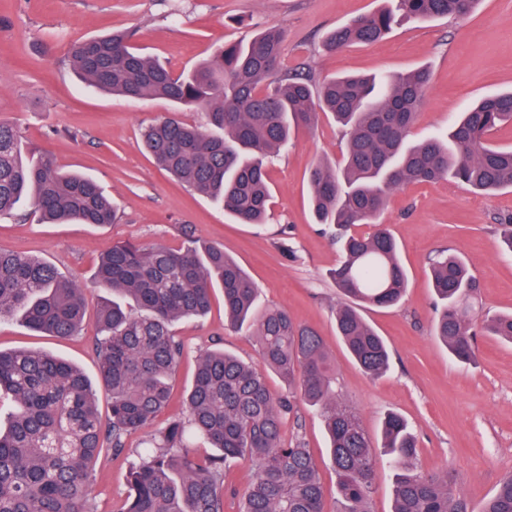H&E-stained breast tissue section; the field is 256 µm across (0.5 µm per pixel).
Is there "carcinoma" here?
<instances>
[{
	"label": "carcinoma",
	"instance_id": "1",
	"mask_svg": "<svg viewBox=\"0 0 512 512\" xmlns=\"http://www.w3.org/2000/svg\"><path fill=\"white\" fill-rule=\"evenodd\" d=\"M390 2L393 7L331 31L324 47L376 43L405 19H461L480 0ZM283 39L281 29H265L179 75L141 52L126 31L75 42L68 58L100 90L206 108L205 124L166 118L142 130V143L161 168L244 224L264 222L272 201L269 165L288 146L291 130L314 125L320 111L336 121L346 136L344 164L312 166V212L341 243L343 259L331 273L345 297L336 309L337 335L357 365L379 377L390 353L361 308L394 307L409 287L398 243L379 223L388 194L443 178L483 192L512 188V149L491 140L498 128L512 125V91L481 98L448 134L412 142L428 70L378 83L338 77L315 89L297 70L278 72ZM24 204L49 223L106 227L117 219L93 179L61 172L48 155L23 157L16 127L0 121V215ZM355 224L377 230L345 233ZM96 280L112 292L93 320L108 419L99 415L97 391L71 363L40 350H0V393L10 397L6 426H0V512H92L87 487L96 459L105 450L123 451L127 437L165 409L184 353L172 327L204 316L217 288L230 325L256 336L260 363L222 347L200 355L186 417L153 434L151 450L130 468L119 512H224V467L245 456L256 474L242 494L241 512H324L323 487L304 440L283 441L299 400L319 411L329 436L337 512H370L381 466L395 471L392 512H471L448 475L415 471L416 440L401 415L388 413L380 444L371 443L357 412L336 400L322 338L284 309H259L258 286L220 248L114 242L100 255ZM432 290L434 333L453 360H473L479 327L512 342V313L479 320V285L460 258L433 264ZM14 317L41 335L75 336L86 324L83 291L45 261L0 251V322ZM268 371L288 390L272 391ZM194 448L212 453L199 457ZM482 512H512V474L500 480Z\"/></svg>",
	"mask_w": 512,
	"mask_h": 512
}]
</instances>
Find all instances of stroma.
Segmentation results:
<instances>
[{
    "label": "stroma",
    "mask_w": 512,
    "mask_h": 512,
    "mask_svg": "<svg viewBox=\"0 0 512 512\" xmlns=\"http://www.w3.org/2000/svg\"><path fill=\"white\" fill-rule=\"evenodd\" d=\"M384 0H0V121L14 123L25 154L51 155L66 171L91 175L111 197L118 221L41 224L30 210L0 216V249L55 265L84 290L88 312L107 293L99 288L100 253L115 241L163 243L178 248L193 239L223 247L259 287L261 308H283L322 337L335 368L340 403L353 407L371 441L387 413L401 414L417 441L422 473H445L472 512H482L500 479L512 473V343L487 333L476 337L474 362L453 361L432 334V264L452 254L476 277L483 315L512 312V255L498 228L512 220V189L481 194L448 182L412 183L392 190L380 217L397 239L408 271L405 300L364 310L385 339L389 370L371 378L355 364L336 334L343 297L329 276L342 259L331 235L315 224L308 176L319 159L341 163L346 139L320 117L296 131L293 143L269 166L274 199L262 224H241L156 165L140 133L167 117L199 125L196 107L163 98L112 96L73 70L67 52L78 39L115 30L133 35L148 56L173 73L192 69L227 43L245 41L267 26L286 32L283 68L305 67L314 83L342 74L391 75L419 68L431 74L424 106L410 129L420 140L444 132L478 98L512 90V0H481L467 19L404 21L385 39L334 53L324 36L351 19L375 12ZM185 352L175 371L167 409L154 428L128 437L122 453L98 458L87 488L94 512H118L127 478L155 428L185 416V399L200 354L223 344L255 362L251 331L230 327L224 299L214 293L208 313L174 326ZM94 329L67 339L38 336L24 323H0V350L52 352L95 376ZM287 435H301L316 463L325 512H336V473L321 417L299 404Z\"/></svg>",
    "instance_id": "35a3bbf8"
}]
</instances>
